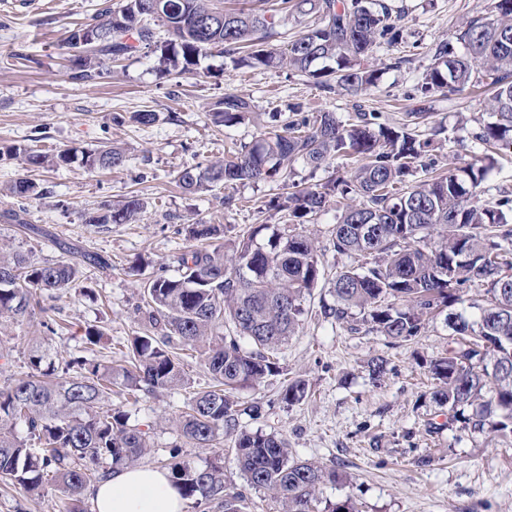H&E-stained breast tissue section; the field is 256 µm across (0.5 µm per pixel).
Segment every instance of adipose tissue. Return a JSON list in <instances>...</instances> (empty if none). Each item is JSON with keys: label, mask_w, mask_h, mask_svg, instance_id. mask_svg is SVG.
I'll return each instance as SVG.
<instances>
[{"label": "adipose tissue", "mask_w": 512, "mask_h": 512, "mask_svg": "<svg viewBox=\"0 0 512 512\" xmlns=\"http://www.w3.org/2000/svg\"><path fill=\"white\" fill-rule=\"evenodd\" d=\"M94 512H184V500L164 472L121 467L95 486Z\"/></svg>", "instance_id": "ef3b65f1"}]
</instances>
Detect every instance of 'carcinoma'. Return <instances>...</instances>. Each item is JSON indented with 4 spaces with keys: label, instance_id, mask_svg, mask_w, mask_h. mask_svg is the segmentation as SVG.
Here are the masks:
<instances>
[{
    "label": "carcinoma",
    "instance_id": "cac0c4a2",
    "mask_svg": "<svg viewBox=\"0 0 512 512\" xmlns=\"http://www.w3.org/2000/svg\"><path fill=\"white\" fill-rule=\"evenodd\" d=\"M167 2L171 12L164 15L148 12L150 0H124L117 10L103 6L89 24L103 39L86 54L73 55L74 77L89 80L100 64L143 48L160 53L166 69L179 74L191 72L213 51L232 55L245 48L246 55L235 59L238 66L288 67L328 92L357 98L382 75L364 60L376 47H392L403 38L402 10L390 0H282L284 17L304 25L282 48L267 45L277 31L275 15L263 7L266 0L231 10L216 0ZM155 22L166 28L168 40H156ZM468 85L492 89L489 120L475 139L487 148H511L512 0H493L488 15L467 21L455 40L437 44L418 91L431 97ZM287 110L292 119L284 124L281 110L267 113L265 131L253 145L204 167H186L178 181L191 193L219 183L280 181L289 192L277 198L275 208L288 211L295 228L271 233L261 224L238 239L229 256L220 243L221 225H188V237L205 245L180 257L179 276L147 278L142 308L152 334L131 338L127 367L82 359L77 374L57 381L46 345L33 342L26 377L0 388V479L38 497L51 483L62 494L58 512H84L88 486L114 467L138 465L150 452L146 433L129 427L124 412L103 408L112 385L146 392L183 385L180 359L168 350L175 335L183 349H203L211 379L196 393L180 429L193 447L212 449V457L198 466L174 448L165 464L182 497L199 495L217 502L222 512H244V495L224 473V449L214 448L222 429L233 439L249 486L270 493L281 512H313L320 487L346 476L292 457L282 436L238 429V416H252L258 406L241 407L235 392L280 373L274 352L298 332L303 303L320 279L318 247L303 224L334 198L343 207L329 250L363 263L336 271L335 303L321 306V314L352 327L360 319L400 343L420 335L427 316L463 300L465 290L484 288L488 306L478 321L447 317L456 338L429 371L449 421L474 433L512 438V190L500 189L493 202L475 201L497 159L486 152L464 167L419 180L417 174L429 167L428 152L447 128L421 135L407 124L388 126L379 113L357 103L344 119L330 111L308 114L298 103ZM253 112L251 100L226 93L210 116L231 127ZM8 154L32 170L78 160L91 170L112 169L125 158V150L112 145L53 155L14 147ZM353 155L361 164L347 178L302 189L292 180L296 164L316 170ZM7 191L20 198L39 195L37 183L25 178ZM143 208L141 199L130 196L89 214L86 223L127 224ZM82 276L79 262L36 265L0 247V324L31 315L38 295L72 288ZM228 323L233 330L220 332ZM306 394V382L296 380L285 387L283 400L293 404ZM20 423L23 438L16 433Z\"/></svg>",
    "mask_w": 512,
    "mask_h": 512
}]
</instances>
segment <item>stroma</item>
Segmentation results:
<instances>
[{
	"mask_svg": "<svg viewBox=\"0 0 512 512\" xmlns=\"http://www.w3.org/2000/svg\"><path fill=\"white\" fill-rule=\"evenodd\" d=\"M107 1L115 7L122 2L40 0L25 8L0 0V146L53 154L115 143L126 151L124 164L112 170L76 162L33 172L19 160L0 158V244L38 264L85 254L110 263L103 270L86 269L82 287L43 295L39 309L25 319L0 324L1 388L26 376L35 340L48 346L62 381L73 376L82 358L120 363L130 337L145 332L146 322L136 311L141 275L177 276L178 260L190 245L186 224L223 225L228 241L261 224L287 227V212L270 205L282 191L278 183L219 185L201 195L176 184L184 168L206 165L259 136L262 127L255 120L229 128L211 123L208 114L224 94L249 98L260 112L299 102L311 113L330 110L344 116L354 103L325 92L305 75L285 68H237L230 56L218 53L201 58L187 74H165L158 55L139 53L105 65L95 79H73L67 37L91 23ZM394 3L404 9L399 21L404 40L375 48L368 57V65L383 75L361 103L392 126L406 123L409 113L427 110L431 123L448 129L447 145L435 152L439 169L465 166L482 151L474 135L487 118L484 91L467 87L425 100L415 87L435 46L453 38L466 21L486 15L491 0ZM143 110L157 112V122L129 123L131 113ZM27 177L39 183V196L8 193L10 184ZM134 193L144 208L132 223L114 224L105 232L87 224L89 213ZM15 211L23 223L8 221ZM339 214L332 206L307 223L308 233L325 250L324 276L306 299L302 328L278 352L279 375L238 391L242 404L262 408L260 418L240 416V428L283 436L294 457L350 474V482L321 487L323 504L350 500L358 512H512V441L461 430L433 397L429 365L444 356L454 336L447 313L430 318L415 339L395 344L367 326L354 331L321 315L322 305L334 301L330 278L352 263L326 249ZM136 264L141 273L133 272ZM89 327L103 331L100 345L86 344ZM170 349L183 362L184 386L153 394L117 390L111 402L146 433L151 452L143 463L155 469L176 446L199 464L211 455L186 442L179 427L181 412L210 384L204 360L175 341ZM375 357L388 362L378 383L367 371ZM297 379L306 380L308 395L291 405L282 393ZM216 444L225 450V473L246 494L245 512H277L267 492L248 488L230 451L231 439L221 435ZM58 496L52 487L45 498H34L0 480V512H52Z\"/></svg>",
	"mask_w": 512,
	"mask_h": 512,
	"instance_id": "1",
	"label": "stroma"
}]
</instances>
